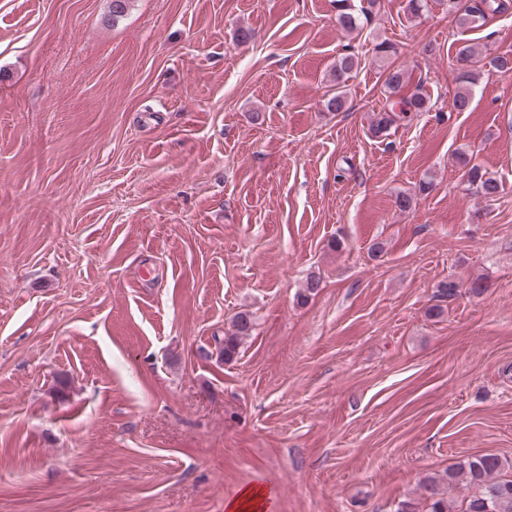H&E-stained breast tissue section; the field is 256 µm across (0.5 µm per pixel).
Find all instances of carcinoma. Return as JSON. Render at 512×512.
Returning <instances> with one entry per match:
<instances>
[{"mask_svg": "<svg viewBox=\"0 0 512 512\" xmlns=\"http://www.w3.org/2000/svg\"><path fill=\"white\" fill-rule=\"evenodd\" d=\"M448 11L454 15L456 23L462 28L479 27L486 22L488 13H499L503 3L493 0H444ZM348 0H338V21L350 32L360 29V17L347 11ZM478 56L475 48L469 44L459 47L456 61L468 66L461 73L459 86L452 97L451 105L454 110L463 112L470 106L472 86L475 84L477 73L470 69ZM360 67L359 58L347 53L336 59L332 67V77L335 83L334 92L327 101L331 110L341 111L346 103L344 87L351 74ZM406 82V72L401 68L392 69L385 79L389 93H397ZM399 111L381 118V122L391 124L397 120H405L414 112L426 110L427 100L413 93L398 101ZM467 183L474 193L487 201L494 200L502 191V185L495 178L489 177L477 167H471L466 173ZM252 329L249 318L238 315L233 319L232 331L225 334L224 344L220 354L230 360L244 337ZM512 469V463L494 454L474 456L460 463L456 468L448 470L446 478H430L420 486V496L417 500L401 501L396 512H452L453 502L448 500L445 488L465 486L466 495L460 503V512H512V475L508 476L505 469Z\"/></svg>", "mask_w": 512, "mask_h": 512, "instance_id": "carcinoma-1", "label": "carcinoma"}]
</instances>
